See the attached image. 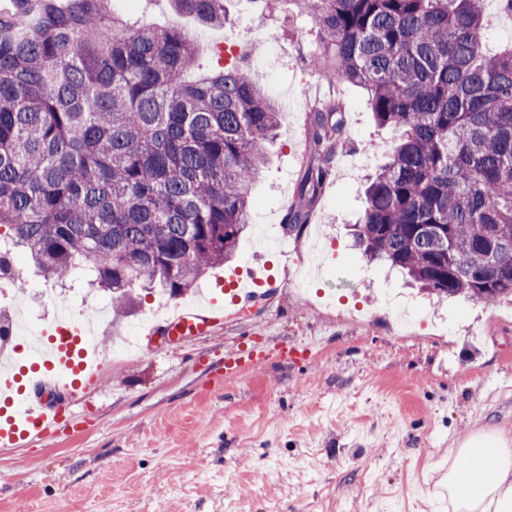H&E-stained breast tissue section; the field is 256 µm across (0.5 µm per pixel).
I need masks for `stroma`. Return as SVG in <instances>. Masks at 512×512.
Wrapping results in <instances>:
<instances>
[{
  "label": "stroma",
  "instance_id": "1",
  "mask_svg": "<svg viewBox=\"0 0 512 512\" xmlns=\"http://www.w3.org/2000/svg\"><path fill=\"white\" fill-rule=\"evenodd\" d=\"M226 8L219 29L197 28L169 0H136L133 12L207 44L264 41L251 73L281 107L278 136L266 146L270 161L236 259L194 292L222 297L218 278L260 266L276 287L202 335L160 352L143 338L141 354L116 357L129 328L147 323L165 297L146 295L137 311L116 316L81 272L65 302L77 319L87 304L107 309L100 381L57 435L0 447V512H454L435 490L449 448L492 431L512 440V304L430 302L352 247L363 184L390 129L375 124L361 88L311 70L318 36L310 16L288 7L284 25L262 0ZM336 99L346 146L311 198L303 233L286 232V214L317 167L310 112ZM263 224L286 252L260 244ZM22 273L26 290L0 293V308L17 325L53 322L50 282L27 264ZM356 306L363 316L351 315ZM244 342L309 353L225 379V355Z\"/></svg>",
  "mask_w": 512,
  "mask_h": 512
}]
</instances>
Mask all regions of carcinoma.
I'll use <instances>...</instances> for the list:
<instances>
[{"label":"carcinoma","mask_w":512,"mask_h":512,"mask_svg":"<svg viewBox=\"0 0 512 512\" xmlns=\"http://www.w3.org/2000/svg\"><path fill=\"white\" fill-rule=\"evenodd\" d=\"M315 22L314 72L367 91L395 140L368 179L355 246L438 297L512 300V44L483 48L512 0H282ZM0 10V227L47 281L79 267L130 312L231 260L280 109L237 57L112 0ZM221 27L227 0H170ZM316 181L344 141L340 103L315 110ZM303 207L284 228L301 231Z\"/></svg>","instance_id":"cac0c4a2"}]
</instances>
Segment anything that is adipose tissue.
I'll return each instance as SVG.
<instances>
[{"mask_svg": "<svg viewBox=\"0 0 512 512\" xmlns=\"http://www.w3.org/2000/svg\"><path fill=\"white\" fill-rule=\"evenodd\" d=\"M444 482L455 512H512V448L475 437L455 448Z\"/></svg>", "mask_w": 512, "mask_h": 512, "instance_id": "ef3b65f1", "label": "adipose tissue"}]
</instances>
